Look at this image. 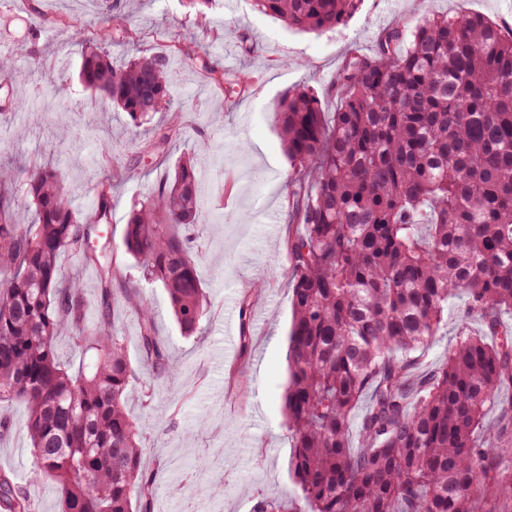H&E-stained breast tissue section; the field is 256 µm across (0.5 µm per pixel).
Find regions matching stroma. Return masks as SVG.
Returning a JSON list of instances; mask_svg holds the SVG:
<instances>
[{"label":"stroma","instance_id":"obj_1","mask_svg":"<svg viewBox=\"0 0 512 512\" xmlns=\"http://www.w3.org/2000/svg\"><path fill=\"white\" fill-rule=\"evenodd\" d=\"M112 10L126 15L141 37L111 45L114 65L142 52L154 54L165 58L174 80L172 105L140 127L82 83L81 46L66 25L77 18L96 32L106 28ZM428 12L474 13L512 25V0H363L346 25L319 35L288 28L253 0H217L202 19L184 0H112L108 11L98 0H0V68L31 84L35 102L33 114L14 113L0 88V162L15 169L11 198H19L36 162L66 172L69 198L80 201L82 217L93 209L92 186L110 181L112 214L104 230L119 254L133 205L176 161L192 158L208 175L206 209L194 229L208 301L201 333H181L161 285L135 282L176 365L167 380L155 383L141 360L134 313L120 299L111 312L137 385L150 388L149 397L129 412L145 426L142 467L154 477L155 512H254L261 498H295L283 395L292 322L285 242L296 227L288 222L291 168L272 110L289 88L324 90L346 56L371 53L382 30L414 25ZM228 25L248 33L256 52L243 55L237 43L225 39ZM19 35L28 55L14 51ZM175 40L208 54L228 78H247L244 93L228 101L199 68L171 50ZM62 63L67 66L62 93L37 83L33 65ZM175 118L184 124L185 136L165 158H142L153 128ZM77 128L90 129V136L74 141L65 154L54 152V141ZM107 144L120 163L105 159ZM257 283L265 286L258 296L251 292ZM228 346L234 350L229 359ZM0 415L12 423L0 436V473L31 495L38 512H58L56 485L35 480L32 473L25 405L0 408ZM212 485L223 486L222 501H213Z\"/></svg>","mask_w":512,"mask_h":512}]
</instances>
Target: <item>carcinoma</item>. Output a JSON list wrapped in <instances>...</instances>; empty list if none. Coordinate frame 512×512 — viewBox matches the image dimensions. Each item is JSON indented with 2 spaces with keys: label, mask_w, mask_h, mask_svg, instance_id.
<instances>
[{
  "label": "carcinoma",
  "mask_w": 512,
  "mask_h": 512,
  "mask_svg": "<svg viewBox=\"0 0 512 512\" xmlns=\"http://www.w3.org/2000/svg\"><path fill=\"white\" fill-rule=\"evenodd\" d=\"M300 32L344 25L361 0H255ZM89 45L84 85L142 123L170 105L162 58L115 67L107 45L131 42L128 19L111 15ZM23 110L29 91L7 85ZM292 173L289 208L303 231L288 236L293 321L284 426L292 441L296 498L262 499L255 512H512V33L481 15H428L412 30L382 31L370 54L346 57L330 86L285 92L274 110ZM177 121L146 149L164 157L182 138ZM92 192L80 219L65 175L32 167L17 224L0 206V405L27 406L36 475L54 481L60 512H154L141 467L143 427L128 414L134 369L109 319L116 296L137 314L141 359L170 372L150 304L131 269L166 291L182 332L206 315L194 226L199 173L185 158L131 210L128 265L102 236L112 183ZM68 253L99 272L98 320L88 321ZM465 298L481 331L461 326L445 360L417 373ZM65 326L92 363L68 371L56 355ZM498 410L495 421L488 420ZM359 447H350L353 422ZM36 512L35 500L0 473V500Z\"/></svg>",
  "instance_id": "carcinoma-1"
}]
</instances>
